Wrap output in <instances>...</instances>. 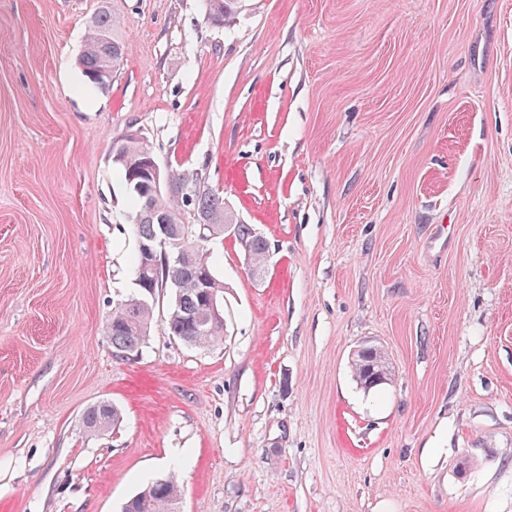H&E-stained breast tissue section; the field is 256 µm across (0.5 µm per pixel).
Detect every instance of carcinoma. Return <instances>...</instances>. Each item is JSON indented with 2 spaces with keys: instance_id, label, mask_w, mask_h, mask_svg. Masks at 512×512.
Returning a JSON list of instances; mask_svg holds the SVG:
<instances>
[{
  "instance_id": "obj_1",
  "label": "carcinoma",
  "mask_w": 512,
  "mask_h": 512,
  "mask_svg": "<svg viewBox=\"0 0 512 512\" xmlns=\"http://www.w3.org/2000/svg\"><path fill=\"white\" fill-rule=\"evenodd\" d=\"M127 46L122 39L120 27L105 5L90 18L86 26L84 49L79 58L83 76L89 84L100 87L94 77L107 68L117 69L123 61ZM194 174L186 170H171L169 193L159 202L166 210L168 223H182L183 208L194 210L197 215L210 219L213 224H231L234 215L226 208L223 193L216 190L196 191L191 202L184 195L192 187ZM134 203L130 215L135 241H146L158 233V224L144 210V199L139 193L128 191ZM235 239L249 248V260L256 270L264 268L268 252L264 239L256 237L251 225H236ZM200 274L199 262L193 258L182 264L159 263L151 274L150 284L154 291L171 290V301L165 321L171 336L198 348H208L222 341L224 322L208 319L206 300L197 288ZM153 322V299L135 296L118 304L106 321V333L112 348L120 354H132L145 343ZM380 355L367 359L355 354L351 369L354 380L364 390L378 386L367 372V364L378 363ZM119 420V412L112 404L100 401L88 407L82 416V427L87 433H100ZM180 487L173 477L157 479L148 483L123 505L122 512H179Z\"/></svg>"
}]
</instances>
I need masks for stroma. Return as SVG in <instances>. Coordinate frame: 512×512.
Wrapping results in <instances>:
<instances>
[{
	"label": "stroma",
	"mask_w": 512,
	"mask_h": 512,
	"mask_svg": "<svg viewBox=\"0 0 512 512\" xmlns=\"http://www.w3.org/2000/svg\"><path fill=\"white\" fill-rule=\"evenodd\" d=\"M134 132L268 243L260 281L217 247L208 349L166 290L137 353L106 335ZM101 401L119 423L84 432ZM171 474L181 512H512V0H0V512H121ZM106 39L112 40V76L123 61L127 46L122 39L117 20L109 8L102 5L88 21L84 49L79 58L83 76L89 84L100 89L106 86L98 84L94 77L109 68L106 59L110 46ZM102 74L109 75V72L103 71ZM368 341H365L364 343H362L360 345V347H358L357 349L354 350V357L352 359V363H351V369H352V374H353V377H354V380L356 381V383L360 386V388L364 389L365 391H369L375 387H378L380 385H383V384H386V379L381 375L379 377L380 381L381 382H384V383H376L373 378L371 376H369L368 372H367V364L369 363L367 360V357H363L360 355V353L358 352H361L363 350V347L364 346H368V345H365ZM374 346L373 345H369L368 348H373Z\"/></svg>",
	"instance_id": "1"
}]
</instances>
